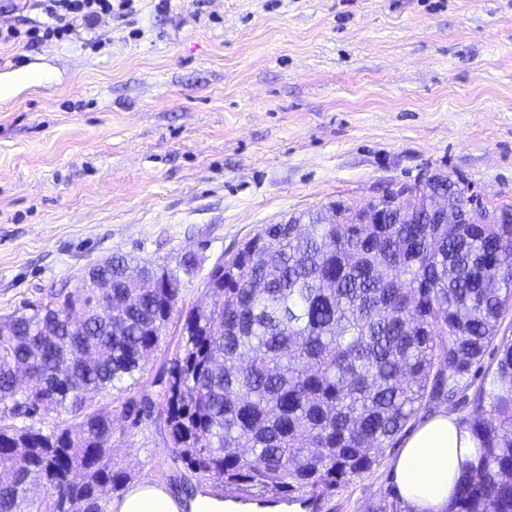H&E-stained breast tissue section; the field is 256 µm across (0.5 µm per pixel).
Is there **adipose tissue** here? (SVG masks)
Here are the masks:
<instances>
[{
    "label": "adipose tissue",
    "instance_id": "1",
    "mask_svg": "<svg viewBox=\"0 0 512 512\" xmlns=\"http://www.w3.org/2000/svg\"><path fill=\"white\" fill-rule=\"evenodd\" d=\"M478 448L470 429L454 415L442 412L416 426L391 463L392 484L407 512H446L457 491L461 466L477 456ZM110 512H289V508L226 499L208 488L180 496L145 479L114 498Z\"/></svg>",
    "mask_w": 512,
    "mask_h": 512
}]
</instances>
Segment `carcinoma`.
Segmentation results:
<instances>
[{
	"label": "carcinoma",
	"mask_w": 512,
	"mask_h": 512,
	"mask_svg": "<svg viewBox=\"0 0 512 512\" xmlns=\"http://www.w3.org/2000/svg\"><path fill=\"white\" fill-rule=\"evenodd\" d=\"M431 194L398 224H355L375 200L326 206L267 224L208 279L219 299L181 309L182 340L160 398L170 441L200 482L262 504L343 487L379 464L419 412L468 389L496 346L464 420L480 443L447 512H512V205L482 204L474 224H435L430 211L472 201L469 185L433 174ZM147 264L113 256L108 309L91 289L24 302L0 331V512H106L112 416L89 410L141 370L181 301L170 278L129 287ZM68 414L73 424L46 425ZM44 496L30 495V484Z\"/></svg>",
	"instance_id": "obj_1"
}]
</instances>
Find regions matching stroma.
Segmentation results:
<instances>
[{
    "label": "stroma",
    "instance_id": "35a3bbf8",
    "mask_svg": "<svg viewBox=\"0 0 512 512\" xmlns=\"http://www.w3.org/2000/svg\"><path fill=\"white\" fill-rule=\"evenodd\" d=\"M157 4L0 46V318L117 255L206 303L211 270L264 225L426 171L512 204V0ZM180 324L87 404L112 414L114 469L187 494L159 397ZM393 454L304 512H379Z\"/></svg>",
    "mask_w": 512,
    "mask_h": 512
}]
</instances>
